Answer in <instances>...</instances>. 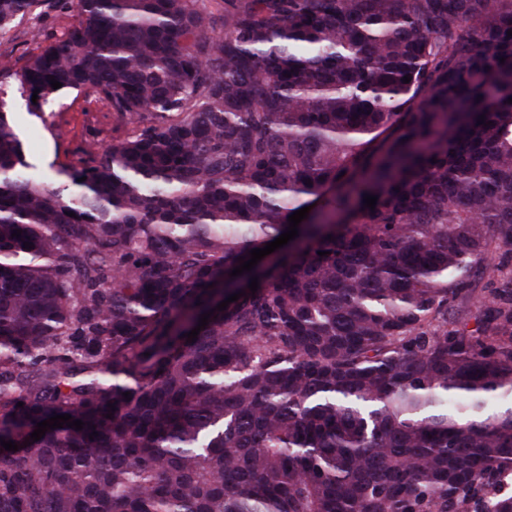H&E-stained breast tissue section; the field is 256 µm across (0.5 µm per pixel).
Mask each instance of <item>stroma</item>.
Instances as JSON below:
<instances>
[{"label": "stroma", "instance_id": "1", "mask_svg": "<svg viewBox=\"0 0 512 512\" xmlns=\"http://www.w3.org/2000/svg\"><path fill=\"white\" fill-rule=\"evenodd\" d=\"M70 0L25 17L0 34V66L19 69L74 22ZM9 120L27 162L54 183H65V171L81 167L105 151L123 128L111 107L91 94L64 92L33 107L16 83H7Z\"/></svg>", "mask_w": 512, "mask_h": 512}]
</instances>
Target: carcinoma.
<instances>
[{"instance_id":"obj_1","label":"carcinoma","mask_w":512,"mask_h":512,"mask_svg":"<svg viewBox=\"0 0 512 512\" xmlns=\"http://www.w3.org/2000/svg\"><path fill=\"white\" fill-rule=\"evenodd\" d=\"M74 6L7 76L130 128L69 192L0 98V512H512V0Z\"/></svg>"}]
</instances>
